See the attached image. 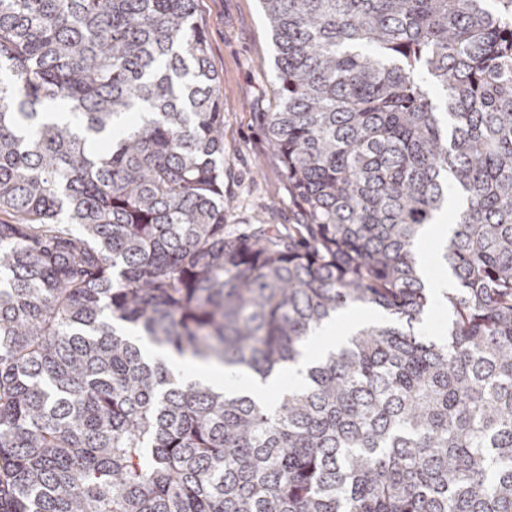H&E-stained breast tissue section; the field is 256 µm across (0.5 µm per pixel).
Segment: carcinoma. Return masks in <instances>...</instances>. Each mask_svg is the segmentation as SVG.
Masks as SVG:
<instances>
[{
	"mask_svg": "<svg viewBox=\"0 0 512 512\" xmlns=\"http://www.w3.org/2000/svg\"><path fill=\"white\" fill-rule=\"evenodd\" d=\"M260 4L286 234L224 230L196 0H0V512H512V0ZM359 305L270 404L145 348L264 382ZM435 298L439 300V302L434 303L428 314L424 317L423 326L429 335L442 336L446 323V311L440 304L442 300L437 291Z\"/></svg>",
	"mask_w": 512,
	"mask_h": 512,
	"instance_id": "1",
	"label": "carcinoma"
}]
</instances>
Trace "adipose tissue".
Segmentation results:
<instances>
[{
  "label": "adipose tissue",
  "mask_w": 512,
  "mask_h": 512,
  "mask_svg": "<svg viewBox=\"0 0 512 512\" xmlns=\"http://www.w3.org/2000/svg\"><path fill=\"white\" fill-rule=\"evenodd\" d=\"M353 328L354 323L350 313L347 312L341 314L338 323H330L321 327L312 340L311 348L307 349L305 357L301 358L278 380L267 384L253 379H240L231 368L198 360L176 358L173 359L171 366L180 371L186 379L204 382L228 391L244 390L256 399L265 400L282 389L301 386L306 376L310 357L315 356L317 351L325 352L336 348L343 336L350 334Z\"/></svg>",
  "instance_id": "obj_1"
}]
</instances>
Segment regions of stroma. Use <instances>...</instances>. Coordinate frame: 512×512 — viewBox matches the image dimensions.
<instances>
[{
  "label": "stroma",
  "mask_w": 512,
  "mask_h": 512,
  "mask_svg": "<svg viewBox=\"0 0 512 512\" xmlns=\"http://www.w3.org/2000/svg\"><path fill=\"white\" fill-rule=\"evenodd\" d=\"M209 57L224 96V190L234 198L229 226L296 223L281 164L256 115L276 90L275 46L259 0H197Z\"/></svg>",
  "instance_id": "stroma-1"
}]
</instances>
